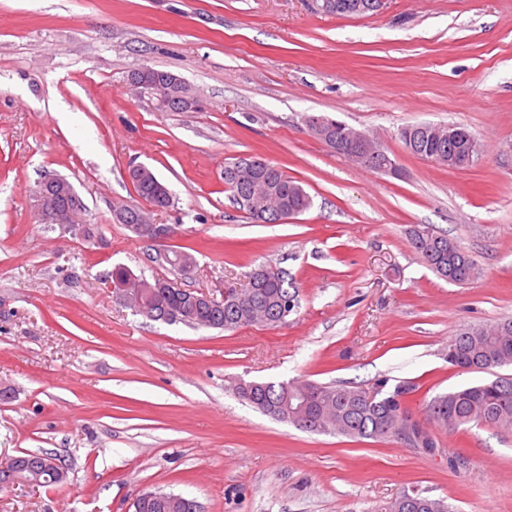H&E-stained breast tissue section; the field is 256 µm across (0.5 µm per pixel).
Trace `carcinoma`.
I'll return each instance as SVG.
<instances>
[{
    "mask_svg": "<svg viewBox=\"0 0 512 512\" xmlns=\"http://www.w3.org/2000/svg\"><path fill=\"white\" fill-rule=\"evenodd\" d=\"M431 123L408 126L413 144H405L412 154L451 169H465L478 159L480 148L473 149V158L463 164H448V138L432 135ZM230 162L224 167L225 191L250 218L261 224H275L282 211L299 215L312 205L309 193L279 167L264 159L252 175H231ZM137 195L154 209L171 205L167 185L153 170L139 166L130 171ZM121 210L117 223L138 234L149 213L143 208L118 202L113 210ZM410 247L418 259L440 278L448 279L449 267L458 264L476 265L473 257L446 235L427 226L416 228ZM195 261L188 247L170 250L167 254L171 270L181 268L185 261ZM260 273L248 274L253 280L229 299L209 303L192 299L181 288H160L157 275L136 274L118 266L112 270V281L127 284L126 300L150 309L162 317L179 314V322L189 326L234 330L243 326L274 328L282 324L281 302H288V311L298 304L297 291L290 290L288 273L269 265L258 266ZM448 364L465 373H490L495 368L512 365V319L493 326L463 324L448 340ZM385 381L376 384L372 398L364 397L362 388L335 383L254 382L237 384L236 394L261 413L285 421L299 430L312 433H333L350 438L377 441H401L402 429L409 426L416 448H434L432 436L411 420L405 408V394L413 391L408 384L385 390ZM426 419L451 431L465 430L473 425H487L500 431H512V379L503 374L492 380L463 385L432 397L425 406ZM24 470L0 468V489L15 485L25 478L34 487L59 484L67 471L57 455L50 452L21 453ZM146 492L136 497L134 512H191L175 499H147ZM420 505L419 512H450L443 498H430L419 493H403L387 507V512H410L407 502Z\"/></svg>",
    "mask_w": 512,
    "mask_h": 512,
    "instance_id": "obj_1",
    "label": "carcinoma"
}]
</instances>
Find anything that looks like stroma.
I'll return each mask as SVG.
<instances>
[{"label": "stroma", "mask_w": 512, "mask_h": 512, "mask_svg": "<svg viewBox=\"0 0 512 512\" xmlns=\"http://www.w3.org/2000/svg\"><path fill=\"white\" fill-rule=\"evenodd\" d=\"M141 67L194 87L198 112L134 97ZM328 115L373 135L401 177L307 132ZM457 123L481 145L452 170L408 152L402 127ZM260 157L312 207L259 224L224 189V165ZM151 168L173 204L153 212L195 267L114 220ZM82 198L85 239L38 219L45 175ZM448 234L480 268L458 286L409 246ZM288 271L299 307L275 328L166 324L119 305L123 266L221 295L259 264ZM512 319V0H384L336 16L313 0H0V461L43 449L65 482L0 490V512H134L142 490L201 512H385L404 492L454 512H512V433L429 426L437 448L314 434L235 393L243 381L413 385L433 396L479 381L448 362L466 323Z\"/></svg>", "instance_id": "obj_1"}]
</instances>
